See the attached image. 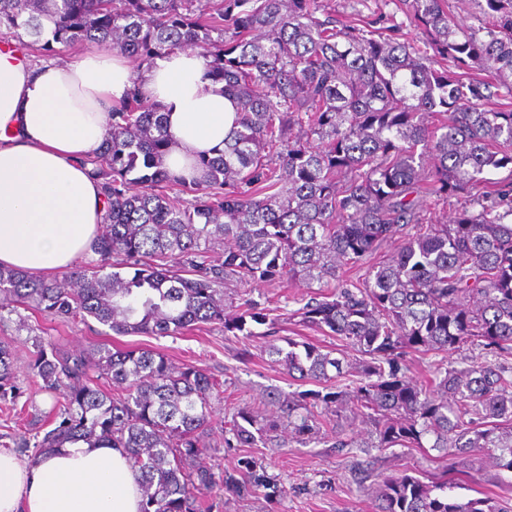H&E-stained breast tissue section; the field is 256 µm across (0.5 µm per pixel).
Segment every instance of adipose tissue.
Here are the masks:
<instances>
[{"mask_svg": "<svg viewBox=\"0 0 512 512\" xmlns=\"http://www.w3.org/2000/svg\"><path fill=\"white\" fill-rule=\"evenodd\" d=\"M134 87L165 118V169L204 180L198 159L223 154L236 107L197 52H169L140 74L112 48L39 66L0 52V267L53 274L88 250L104 195L87 160ZM141 503L124 449L68 444L36 463L0 450V512H140Z\"/></svg>", "mask_w": 512, "mask_h": 512, "instance_id": "adipose-tissue-1", "label": "adipose tissue"}]
</instances>
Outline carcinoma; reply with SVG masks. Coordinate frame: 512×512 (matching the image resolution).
<instances>
[{"label": "carcinoma", "mask_w": 512, "mask_h": 512, "mask_svg": "<svg viewBox=\"0 0 512 512\" xmlns=\"http://www.w3.org/2000/svg\"><path fill=\"white\" fill-rule=\"evenodd\" d=\"M399 2L423 44L382 13L338 19L320 0H0V29L51 54L91 42L139 69L196 51L237 105L224 154L201 157L207 178L188 181L162 168L168 133L133 90L91 159L105 197L97 259L63 279L0 267V312L89 316L118 335L199 324L233 333L266 323L271 308L245 295L227 317L228 281L315 286L292 315L360 358L345 365L289 337L269 345L288 376L336 384L288 398L297 438L352 412L371 425L365 448L480 453L512 470V367H436L422 382L406 364L475 341L512 351V181L487 178L512 168V0H484L483 22L469 28L447 0ZM433 114L441 119L430 125ZM423 191L454 217L425 223ZM34 348L28 372L63 399L34 460L67 442L124 448L141 512H196L204 494L246 490L197 464L210 400L224 388L203 369L108 344ZM23 394L13 349L0 343V401L15 407ZM278 426L242 407L230 432L254 445ZM437 489L448 483L380 474L374 512H508L493 497Z\"/></svg>", "instance_id": "cac0c4a2"}]
</instances>
